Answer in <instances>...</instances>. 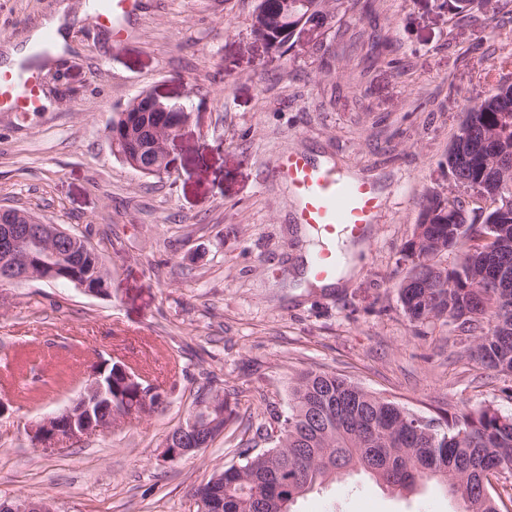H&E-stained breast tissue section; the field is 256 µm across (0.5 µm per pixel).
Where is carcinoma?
I'll use <instances>...</instances> for the list:
<instances>
[{
	"label": "carcinoma",
	"mask_w": 512,
	"mask_h": 512,
	"mask_svg": "<svg viewBox=\"0 0 512 512\" xmlns=\"http://www.w3.org/2000/svg\"><path fill=\"white\" fill-rule=\"evenodd\" d=\"M287 16L273 0H258L251 32L267 38L279 52L298 39L308 23L325 26L322 0H300ZM498 0H441L454 15L474 7L497 9ZM448 197L431 198L416 229L423 242L414 248V266H428L429 279L400 286L399 298L413 322L452 319L477 336L474 352L486 367L512 375V80L501 79L467 108L452 136L446 158ZM489 203L467 209L455 190ZM478 245L467 247L465 241ZM461 251L449 270L434 262ZM78 273L92 288L109 287L110 273L88 246L78 253ZM112 400L151 407L156 397L138 396V385L114 374ZM214 403L224 412L222 426L236 416L217 390L203 389L194 404ZM275 445L262 453L239 449L242 463L224 468L197 492L219 512H291V505L329 477L363 471L388 488L411 491L423 479L441 482L463 512H501L491 481L478 486L476 475L459 463L476 460L481 469L512 471V416L489 406L468 408L440 423L424 419L398 403L328 372L300 375L291 388L288 415L278 420Z\"/></svg>",
	"instance_id": "1"
}]
</instances>
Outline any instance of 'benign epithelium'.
Wrapping results in <instances>:
<instances>
[{"label": "benign epithelium", "mask_w": 512, "mask_h": 512, "mask_svg": "<svg viewBox=\"0 0 512 512\" xmlns=\"http://www.w3.org/2000/svg\"><path fill=\"white\" fill-rule=\"evenodd\" d=\"M141 115H135L121 127V140L125 150L121 159L142 173L164 174L174 167L167 143L177 135L189 120L190 113L177 105H170L151 94L139 97ZM49 233L56 238H71L59 225H47L29 212H20L7 206L0 207V266L8 262L24 245L32 241L33 229ZM52 269L74 268L77 257L63 250L50 257ZM111 361L101 359L93 365L81 397L64 409L43 417L29 428L33 444L46 451L59 443L76 444L88 435L108 429L93 417L92 405L104 397L102 376ZM0 512H51L47 502L30 500H4Z\"/></svg>", "instance_id": "benign-epithelium-1"}]
</instances>
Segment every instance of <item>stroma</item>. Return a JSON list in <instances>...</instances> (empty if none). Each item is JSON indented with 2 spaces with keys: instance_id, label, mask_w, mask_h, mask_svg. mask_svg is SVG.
<instances>
[{
  "instance_id": "obj_1",
  "label": "stroma",
  "mask_w": 512,
  "mask_h": 512,
  "mask_svg": "<svg viewBox=\"0 0 512 512\" xmlns=\"http://www.w3.org/2000/svg\"><path fill=\"white\" fill-rule=\"evenodd\" d=\"M63 0H0V49ZM68 3L62 56L41 67L36 112L0 110V205L88 238L109 293L70 283L0 286V499L54 512H193L196 489L276 430L288 390L333 372L426 418L490 406L512 414V377L471 354L455 322L410 321L399 300L422 202L447 196L446 156L469 102L512 78V0L467 17L437 0H328L321 32L275 52L250 30L258 0H143L121 42ZM144 92L191 118L168 143L171 173L145 175L104 129ZM296 150L373 182L383 210L360 265L299 288L310 238L272 173ZM164 395L146 418L52 452L29 424L77 399L98 356ZM66 383H58V372ZM213 386L237 415L197 454L162 463L166 437ZM433 480L405 494L354 473L294 512H456Z\"/></svg>"
}]
</instances>
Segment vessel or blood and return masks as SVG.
Wrapping results in <instances>:
<instances>
[{
    "instance_id": "vessel-or-blood-1",
    "label": "vessel or blood",
    "mask_w": 512,
    "mask_h": 512,
    "mask_svg": "<svg viewBox=\"0 0 512 512\" xmlns=\"http://www.w3.org/2000/svg\"><path fill=\"white\" fill-rule=\"evenodd\" d=\"M93 3V21L111 28L114 38L119 39L127 22L139 13L142 0H93ZM39 99L36 69H22L17 76L0 73V106L31 110ZM273 171L296 199L295 223L316 229L324 242L308 266L311 278L323 281L335 277L340 266L337 240H364L377 221L383 205L377 187L295 150L280 154Z\"/></svg>"
}]
</instances>
